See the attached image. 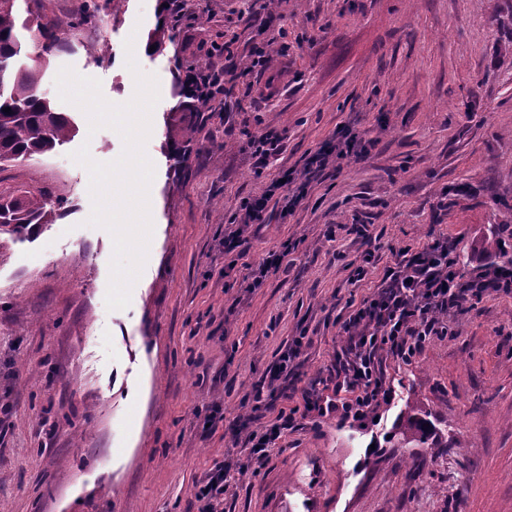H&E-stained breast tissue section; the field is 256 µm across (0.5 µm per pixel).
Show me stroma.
<instances>
[{"instance_id": "obj_1", "label": "stroma", "mask_w": 512, "mask_h": 512, "mask_svg": "<svg viewBox=\"0 0 512 512\" xmlns=\"http://www.w3.org/2000/svg\"><path fill=\"white\" fill-rule=\"evenodd\" d=\"M82 4L16 0L18 22L56 23L58 46L24 41L22 61L73 133L0 170V192L63 201L52 223L0 234V512H197L195 485L226 464L224 512H512L510 296L476 300L412 362L387 357L389 395L364 422L310 414L261 462L240 429L285 350L299 380L330 367L350 307L395 253L457 238L468 279L488 244L512 254V0H277L261 30L247 0H183L175 24L165 0H112L78 26ZM134 34L154 43L136 63L159 83L144 145L153 233L129 306L110 311L113 241L86 224L90 176L71 154L113 160L123 141L90 132L55 78L67 66L128 102ZM267 44L266 71L224 104L181 94L186 66L221 69ZM342 126L364 156L328 164L294 210H269L244 257H225L243 199L302 173ZM270 130L285 138L260 170L243 147ZM284 245L289 273L248 287L249 267ZM410 401L447 447H394Z\"/></svg>"}]
</instances>
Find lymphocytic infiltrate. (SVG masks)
I'll list each match as a JSON object with an SVG mask.
<instances>
[{
	"mask_svg": "<svg viewBox=\"0 0 512 512\" xmlns=\"http://www.w3.org/2000/svg\"><path fill=\"white\" fill-rule=\"evenodd\" d=\"M268 189L258 197L244 199L234 220L235 230L224 238L225 253L245 255L249 226L264 221L275 196ZM455 244L435 240L413 254H399L385 268L376 292L349 313L346 336L324 376L309 378L303 389L290 380L293 356L281 354L269 368L266 386L256 387V427L248 436L251 454L264 461L285 430L293 428L297 412L339 411L343 416L364 420L386 395L384 357L394 354L411 362L431 340L451 335V317L465 313L470 298L486 293L512 294V266L498 267L478 279H463L455 268ZM301 394L302 409L285 408V401ZM274 413L269 424H261L263 413Z\"/></svg>",
	"mask_w": 512,
	"mask_h": 512,
	"instance_id": "obj_1",
	"label": "lymphocytic infiltrate"
}]
</instances>
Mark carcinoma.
Returning a JSON list of instances; mask_svg holds the SVG:
<instances>
[{
  "mask_svg": "<svg viewBox=\"0 0 512 512\" xmlns=\"http://www.w3.org/2000/svg\"><path fill=\"white\" fill-rule=\"evenodd\" d=\"M15 0H0V165L22 162L42 155L66 143L72 134L69 119L56 111L50 101L37 92L36 72L17 64L22 42L14 13ZM36 31L43 40L44 51L58 41L52 20L36 15ZM11 108L7 113L4 108ZM62 199L50 195L39 197L25 193L0 194V224L22 234L35 225L53 221L54 207ZM428 419L416 403L406 405L394 423L398 448H438Z\"/></svg>",
  "mask_w": 512,
  "mask_h": 512,
  "instance_id": "1",
  "label": "carcinoma"
}]
</instances>
